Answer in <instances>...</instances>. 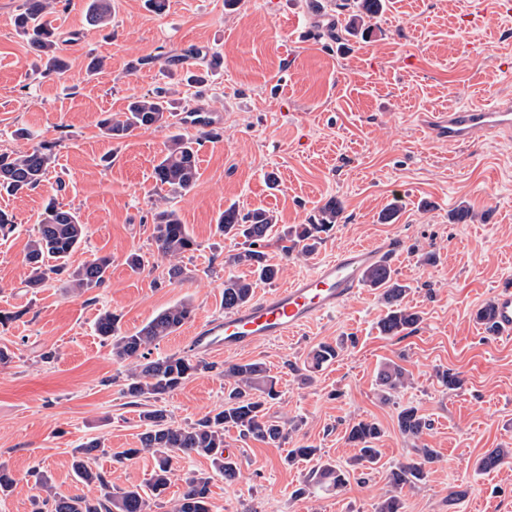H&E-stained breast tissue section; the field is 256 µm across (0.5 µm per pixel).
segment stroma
<instances>
[{
    "mask_svg": "<svg viewBox=\"0 0 512 512\" xmlns=\"http://www.w3.org/2000/svg\"><path fill=\"white\" fill-rule=\"evenodd\" d=\"M23 0H0V152L51 145L55 162L46 179L18 197L0 196L15 220L0 236V311L14 313L0 326V347L13 358L0 365V464L16 479L0 497V512H31L40 468L56 492L97 496L77 482L75 448L100 441L96 466L113 488L141 485L154 467L139 452L123 464L114 457L138 449L144 430L141 405L123 395L125 363L113 360L97 335L103 311L121 317L123 330L141 327L180 302L195 309L192 323L151 348L152 357L184 353L197 322L223 313L228 276L249 268L229 255L240 245L216 231L228 206L243 213L265 209L277 230L306 224L328 199L343 214L318 251L285 254L278 238L265 252L279 266L282 287L342 248L398 240L390 264L410 286L403 304L417 312V330L388 337L378 330L388 306L364 287L335 314L289 338L261 341L244 353L219 356L221 364L259 360L278 380L281 397L270 408L287 438L264 443L224 434L235 448L238 475L224 480L204 457L174 458L175 474L151 512H171L192 472L212 477V512H376L389 474L413 459L415 444L433 448L437 460L426 478L405 486V512H512V456L497 469L477 463L494 448L512 449V341L488 335L476 319L497 286L512 284V135L448 147L426 127L432 113L475 101L512 97V16L493 17L486 31L467 26V0H389L362 40L330 38L321 16L342 24V0H168L163 15L145 0H112V22L86 20L89 0H61L51 19L67 46L69 70L45 78L39 59L13 25ZM206 50L212 69L205 86H179L174 111L205 114L219 139L203 141L201 176L189 194L158 187L153 167L170 131L150 127L115 141L98 127L121 112L128 98L167 81L168 57ZM107 66L90 73L92 59ZM28 138L15 137L17 128ZM402 209L392 222L381 215L393 197ZM167 200L199 244L182 260L183 280L162 279L151 239V212ZM75 209L87 236L70 259L79 266L96 255L112 258L104 288L78 294L53 279L39 291L26 286L27 243L49 202ZM467 202L466 224L448 214ZM141 254L146 266L132 272L125 259ZM434 263H423L426 253ZM351 342L309 382L297 373L319 343ZM52 361H43L45 353ZM405 367L411 381L391 396L376 382L389 363ZM453 370L462 389L442 386L439 372ZM224 402V380L205 373L164 400L170 421L189 425ZM414 405L430 423L420 441L401 435L397 413ZM376 421L384 431L382 456L339 491L301 494L309 463L288 464L290 449L318 448L323 460L347 466L354 447L346 429ZM463 491L449 504L450 491Z\"/></svg>",
    "mask_w": 512,
    "mask_h": 512,
    "instance_id": "stroma-1",
    "label": "stroma"
}]
</instances>
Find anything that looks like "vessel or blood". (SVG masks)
Returning a JSON list of instances; mask_svg holds the SVG:
<instances>
[{
    "label": "vessel or blood",
    "instance_id": "1",
    "mask_svg": "<svg viewBox=\"0 0 512 512\" xmlns=\"http://www.w3.org/2000/svg\"><path fill=\"white\" fill-rule=\"evenodd\" d=\"M501 0H471L468 15L482 26L488 13H505ZM434 128L458 146L495 134L512 132V100L491 105L452 108L435 115ZM395 241L376 246H350L320 262L312 272L287 286L266 292L255 301L224 315L200 322L188 347L199 356L246 352L260 341L288 339L315 319L336 312L360 289V275L374 263L388 260L398 251ZM497 334L512 339V288L496 289L490 298Z\"/></svg>",
    "mask_w": 512,
    "mask_h": 512
}]
</instances>
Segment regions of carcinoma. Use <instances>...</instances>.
<instances>
[{
  "label": "carcinoma",
  "instance_id": "carcinoma-1",
  "mask_svg": "<svg viewBox=\"0 0 512 512\" xmlns=\"http://www.w3.org/2000/svg\"><path fill=\"white\" fill-rule=\"evenodd\" d=\"M54 0H24L21 12L14 18L15 27L28 37L30 47L44 60L47 76H62L68 64L63 55V40L47 20ZM343 8L351 10L344 31L352 37H364L371 31L369 22L383 10L385 0H344ZM87 18L97 26H107L112 18V0H90ZM170 89L161 87L151 94L132 98L126 111L100 123L102 134L112 140H122L143 127H170L168 100ZM54 162L51 148L40 144L21 153H0V196L21 195L36 188L46 177ZM156 184L172 194H187L197 184L199 172V140L176 130L170 133L153 169ZM342 206L334 198L320 207L318 214L308 224H296L285 234V254L314 253L324 242L323 235L338 223ZM152 240L158 257L168 262L165 276L176 280L184 275L179 261L184 254L198 249L176 209L157 207L152 217ZM275 219L269 211L255 209L246 214L229 206L218 218V228L224 236L243 239V250L228 258L230 263H244L256 280L271 283L280 269L269 263L262 247L271 235ZM86 239V227L78 213L58 204L49 203L38 222L36 234L30 240L26 263L30 288H39L66 271V260ZM112 265L109 256H97L69 273L70 287L84 294L102 287ZM362 282L382 290V298L389 311L379 324L384 336L407 335L421 321L418 313L402 305L409 285L403 283L390 264L368 268L361 273ZM254 282L239 276L224 280V309L232 310L248 304L253 297ZM194 317V307L188 302L170 306L146 322L139 329L129 332L119 326V316L110 311L101 313L96 321V332L110 342L112 357L128 365L122 393L143 405L140 419L145 426L141 433L140 447L129 448L122 458L128 459L143 452L154 456L155 466L146 487H131L112 492V484L105 472L92 465L94 453L99 451L98 441H89L75 450L73 470L86 485H94L99 495L60 496L39 470L31 471L40 494L33 498L32 512H150L151 501L166 492L172 475V456L181 458L200 456L209 459L215 472L226 480H233L238 473L237 463L224 455V431L236 428L246 438L275 443L288 434L285 426L268 416L269 405L280 398L276 380L259 361L234 363L220 369L224 377V405L210 411L195 423L187 426L172 423L166 410L157 405L179 389L192 377L211 372L217 365L195 355H169L152 359L151 347L171 335ZM344 350V341L335 344L321 343L310 352L308 367L319 368L336 360ZM409 372L392 363L379 374V385L391 394L407 385ZM400 433L408 439H419L428 429L427 420L417 407L408 405L397 416ZM347 440L357 453L350 459L352 469L369 468L378 463L381 449L378 442L383 431L378 423L359 420L346 430ZM418 459L401 463L390 472L391 490L377 506V512H403L404 504L398 490L407 484L424 480L426 466L435 462L437 454L432 448L416 449ZM508 451L495 448L478 462L481 470H490L502 463ZM349 471L331 463H318L309 479L312 485L327 486L336 490L347 483ZM211 476L193 474L184 480V488L177 498L173 512H210Z\"/></svg>",
  "mask_w": 512,
  "mask_h": 512
}]
</instances>
